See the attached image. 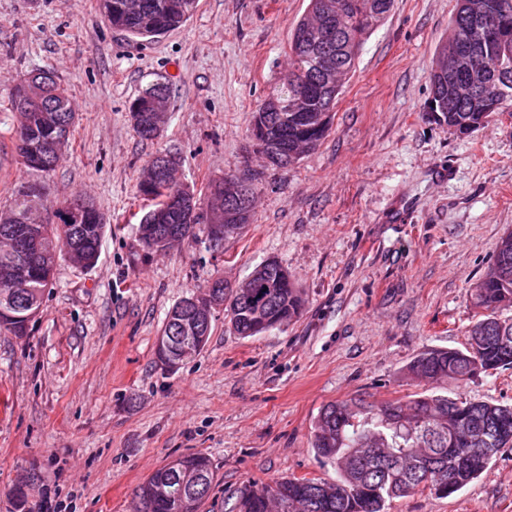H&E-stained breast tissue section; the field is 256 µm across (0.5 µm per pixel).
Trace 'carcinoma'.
Masks as SVG:
<instances>
[{
    "label": "carcinoma",
    "instance_id": "obj_1",
    "mask_svg": "<svg viewBox=\"0 0 512 512\" xmlns=\"http://www.w3.org/2000/svg\"><path fill=\"white\" fill-rule=\"evenodd\" d=\"M394 0H310L307 15L300 20L288 45L289 66L280 83L254 113L251 139L269 136L268 148L274 167L292 166L296 148L312 149L330 129L331 114L341 86L321 82L322 56H337L343 74L351 73L367 37L392 10ZM450 17L448 41L437 53L430 76L431 92L445 97L444 111L434 119L466 136L488 122L494 114L512 116V40L485 49L478 48L479 33L467 13L469 0H455ZM198 0H100L110 26L136 42L151 43L181 27L195 12ZM457 52L468 54L493 91V83L506 77L499 96H491L479 109L468 101L452 97L448 84V64ZM45 97L42 104L31 101L28 90L16 83L11 88L10 105L19 116L13 129L14 148L24 167L46 173L55 168L53 151L43 143L53 135L68 140L75 123V112L67 90L54 73L41 71ZM169 99L170 88L157 82L134 99L131 111L137 113L136 134L143 140L157 138L153 119L158 111L157 91ZM158 177L166 187L149 194L140 187L148 210L138 229L143 249L152 251L149 232L156 227L171 228L185 238L197 232L210 233V223L189 224L181 213L167 205L174 193L200 198L190 188L167 183L164 171ZM48 192L41 182H27L15 191L9 204L0 208V236L13 233L24 224L31 211L48 210ZM62 208L52 211L55 220L48 228L59 252L80 246L90 259L99 258L102 237L107 227L105 215L89 202L80 223L71 231L62 222ZM258 277L252 293L268 290V302L255 314L251 297L239 295L225 284L224 314L232 330L243 339L288 324L300 316L304 299L292 276L277 261L270 259L254 268ZM55 270L35 260L32 280L27 288H8L0 279V296L12 293L9 306L0 302V328L25 336L29 314L42 307L54 285ZM470 299L478 318L464 348H435L418 354L409 373L423 384L422 391L378 404L362 399L336 401L322 406L314 422L312 448L336 477L330 481L316 477L279 478L269 483L247 482L232 495L234 512H273V499L284 504L300 503L301 512H387L389 503L417 493L429 492L449 497L479 478L495 458L484 451V438L497 441V448L512 447V405L492 400L454 397L440 389L445 380L465 381L481 373L493 374L512 368V232L502 236L493 261L485 274L471 285ZM178 306L166 315L159 335L169 337L170 345L156 347V355H175L184 351L188 361L199 353L212 333V322L203 325L201 343L182 349L178 339ZM200 475L202 482L184 492L177 488L180 472ZM215 468L209 455L195 452L180 456L154 471L135 490L137 512H199L209 498Z\"/></svg>",
    "mask_w": 512,
    "mask_h": 512
}]
</instances>
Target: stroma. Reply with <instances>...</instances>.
<instances>
[{"label": "stroma", "instance_id": "35a3bbf8", "mask_svg": "<svg viewBox=\"0 0 512 512\" xmlns=\"http://www.w3.org/2000/svg\"><path fill=\"white\" fill-rule=\"evenodd\" d=\"M309 0H198L193 16L140 45L99 0H0V206L43 182L53 205L89 196L109 226L90 269L60 258L28 336L0 330V512L25 485L31 512H131L135 487L177 457L215 468L201 512H227L243 482L335 478L311 444L320 408L418 392L410 361L460 348L469 287L512 230V116L461 137L430 119V71L454 0H394L366 40L331 130L285 170L264 166L254 112L288 66ZM49 70L77 119L59 163L31 175L13 146V80ZM169 82L160 136L140 139L129 106ZM204 189L263 173L251 224L222 249L189 236L148 255L138 184L159 152ZM273 258L305 299L288 325L242 339L213 314L205 348L168 371L156 338L167 312L212 275L234 283ZM450 394L512 402V369L447 382ZM389 512H512V447L456 494L394 499Z\"/></svg>", "mask_w": 512, "mask_h": 512}]
</instances>
